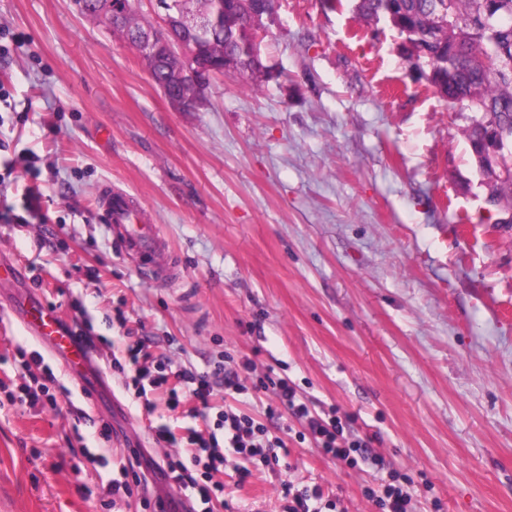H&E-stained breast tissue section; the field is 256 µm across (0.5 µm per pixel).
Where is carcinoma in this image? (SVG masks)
Here are the masks:
<instances>
[{
	"label": "carcinoma",
	"instance_id": "1",
	"mask_svg": "<svg viewBox=\"0 0 512 512\" xmlns=\"http://www.w3.org/2000/svg\"><path fill=\"white\" fill-rule=\"evenodd\" d=\"M224 27L195 37L175 26L163 38L182 43L194 52L188 64L177 57H163L148 74L166 98L191 96L204 103L212 86L209 68L232 77L251 74L266 77V67L249 57L253 33L247 28L244 13L230 8L234 0H224ZM403 5L391 26L408 44L407 61L441 97L462 102L479 117H491L506 139H512V0H493L486 13L484 0H440L447 26L438 30L437 40H428L433 27L431 5L434 0H358L357 14L367 20L389 19L392 5ZM151 23L128 7L121 18L111 23L112 35L127 43L135 31ZM498 202L512 209V175L499 179L491 188Z\"/></svg>",
	"mask_w": 512,
	"mask_h": 512
}]
</instances>
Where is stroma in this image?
Segmentation results:
<instances>
[{
  "label": "stroma",
  "mask_w": 512,
  "mask_h": 512,
  "mask_svg": "<svg viewBox=\"0 0 512 512\" xmlns=\"http://www.w3.org/2000/svg\"><path fill=\"white\" fill-rule=\"evenodd\" d=\"M0 28V213L18 217L0 221V258L26 273L0 284V512H143L171 494L154 477L99 493L131 450L168 452L157 428L184 437L193 406L135 401L111 359L142 336L198 372L251 358L368 443L349 468L291 414L267 419L270 394L239 396L288 454L243 483L227 455L214 512H278L286 481L376 512L363 490L393 472L415 480L409 512H512V226L470 157L474 112L417 80L388 21L276 0L258 42L274 78L218 77L194 112L73 0H0ZM105 183L145 204L175 276L120 251ZM30 292L97 342L94 397L6 306ZM34 378L57 407L10 402ZM86 454L97 467L73 472Z\"/></svg>",
  "instance_id": "stroma-1"
}]
</instances>
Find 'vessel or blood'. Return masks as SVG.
<instances>
[{
	"mask_svg": "<svg viewBox=\"0 0 512 512\" xmlns=\"http://www.w3.org/2000/svg\"><path fill=\"white\" fill-rule=\"evenodd\" d=\"M97 197L101 221L111 225L116 242L127 255L146 260L159 252L158 227L147 218L137 198L112 189L108 184L99 187ZM12 310L31 335L57 355L66 367L77 371L91 366V356L65 329L54 307L29 294L14 299Z\"/></svg>",
	"mask_w": 512,
	"mask_h": 512,
	"instance_id": "1",
	"label": "vessel or blood"
}]
</instances>
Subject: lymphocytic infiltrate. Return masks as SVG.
Wrapping results in <instances>:
<instances>
[{
  "label": "lymphocytic infiltrate",
  "instance_id": "f902f5d3",
  "mask_svg": "<svg viewBox=\"0 0 512 512\" xmlns=\"http://www.w3.org/2000/svg\"><path fill=\"white\" fill-rule=\"evenodd\" d=\"M148 359L143 342L138 341L127 348L125 360L112 362L113 369L124 371L127 386L134 388L135 397L146 412H154L161 402L174 409L182 399L188 398L195 402L189 415L197 417L200 409L209 408L214 382L220 379L225 390L235 394L251 389L271 393L276 402L267 406V415L276 416L284 409L303 420L323 455L354 468L358 465V455L365 452L366 441L344 438L339 418L326 419L314 414L298 397L292 381L268 374L257 375L253 360H244L237 369L218 362L211 373L205 375L184 366L171 374L163 364L149 367ZM159 435L166 443L174 445L175 450L165 454L162 462L153 463L154 472L180 490L196 492L205 504L224 489L219 476L224 471L225 451L240 454L247 460V467L238 472L244 480L250 477V468L254 465L276 470L280 465L279 452L284 447L282 439L270 435L267 427L251 416L228 410L220 413L214 431L204 433L189 429L186 446H178L170 428H162Z\"/></svg>",
  "mask_w": 512,
  "mask_h": 512
}]
</instances>
